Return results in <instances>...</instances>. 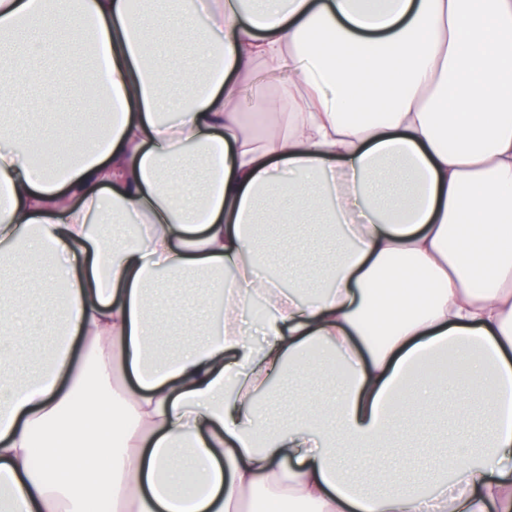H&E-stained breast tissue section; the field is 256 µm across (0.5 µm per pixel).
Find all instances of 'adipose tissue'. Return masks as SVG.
I'll return each mask as SVG.
<instances>
[{
    "mask_svg": "<svg viewBox=\"0 0 512 512\" xmlns=\"http://www.w3.org/2000/svg\"><path fill=\"white\" fill-rule=\"evenodd\" d=\"M173 17L158 37L131 0H0L21 51L0 60V268L41 259L28 293L65 292L31 312L60 340L28 376L0 289V512H243L259 491L278 512H512V0H187ZM261 59L288 82L253 126L239 78ZM59 76L93 87L101 119L47 170L10 91ZM261 214L335 225L336 268L292 247L271 276ZM160 280L207 284L172 312L195 338L165 354ZM324 365L322 406L267 422L276 383ZM416 397L454 418L413 477Z\"/></svg>",
    "mask_w": 512,
    "mask_h": 512,
    "instance_id": "obj_1",
    "label": "adipose tissue"
}]
</instances>
